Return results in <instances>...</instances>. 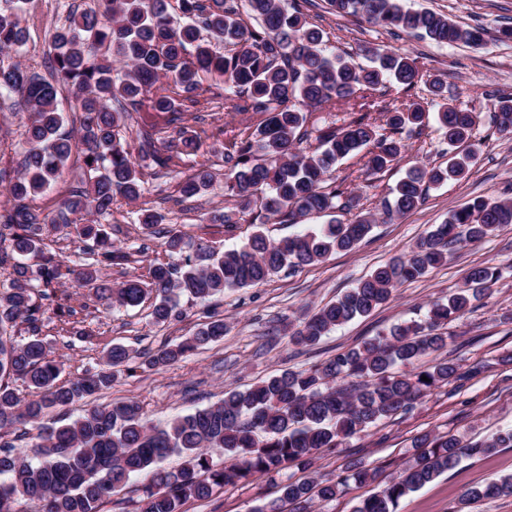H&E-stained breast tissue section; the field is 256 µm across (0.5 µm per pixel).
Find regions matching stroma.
Returning a JSON list of instances; mask_svg holds the SVG:
<instances>
[{
    "mask_svg": "<svg viewBox=\"0 0 512 512\" xmlns=\"http://www.w3.org/2000/svg\"><path fill=\"white\" fill-rule=\"evenodd\" d=\"M405 3L415 10L445 14L464 27H483V44L477 48L464 44L439 47L417 37L398 36L354 17L337 15L326 0H315L308 14L311 22L327 32V48L352 53L356 63L366 64V50L397 48L415 58L425 74L447 79L449 100L478 116L468 143L476 158L463 179L430 187L417 209L402 218L375 224L352 251L336 252L317 264L278 273L255 287L224 291L206 306L181 299L183 316L179 320L154 324L145 303L100 312L88 289L76 288L72 304L83 322L84 334L63 332L51 322L42 329L53 356L62 363L59 379L66 382L97 367L112 344L122 343L139 352L154 350L192 336L208 317L223 319L228 327L223 340L159 371L140 368L120 374L111 389L98 396L105 403L137 401L149 423L162 426L218 402L225 389L248 388L270 374L320 364L393 325L423 319L433 301L463 286L469 268L480 264L499 267L501 278L484 292L476 307L446 327V351L456 358L465 380L433 390L410 413L382 420L336 450L318 451L314 469L319 475L334 476L346 461L358 459L378 470L379 479L350 484L336 501L316 506L315 512H351L357 501L399 474L412 454L414 437L420 433H449L477 440L512 428V224L494 236L452 251L447 263L403 284L388 303L336 328L317 346L304 348L290 340L301 311H313L336 300L376 266L404 253L432 225L442 223L450 210L477 196L512 199V136L499 134L489 119L497 97L512 94V41L498 38L500 27L512 25V0ZM91 5L92 0H29L22 16L28 41L16 54V61L43 71L55 30L66 24L72 8ZM204 85L206 92L199 107L185 111L182 121L187 136L199 139L195 155L148 176L139 199L115 202L105 222L114 241L137 251L128 266L103 272V279L112 286L133 276L147 278L154 262H181V254L164 250L167 231H178L190 245L204 243L222 253L239 248L253 230L251 224L244 223L228 232L223 225L209 223L205 215L229 204L224 194L225 140L257 125L261 117L227 109L222 79L209 78ZM414 96L422 100L430 121L421 135L409 136L401 159L378 174L376 193L366 197L364 211L373 210L377 196L386 194L410 167L433 166L448 159L435 120L437 104L425 99L422 91H415ZM26 124V113L0 109V169L16 171ZM202 163L215 172L213 183L195 197L182 198L181 182ZM145 209L163 214L164 223L145 230L137 221ZM511 474L512 448L480 458L465 457L404 497L397 512H512V496L474 503L466 497L473 488ZM278 495L273 481L257 475L225 485L208 501L188 503L186 512H248L255 501L269 503Z\"/></svg>",
    "mask_w": 512,
    "mask_h": 512,
    "instance_id": "35a3bbf8",
    "label": "stroma"
}]
</instances>
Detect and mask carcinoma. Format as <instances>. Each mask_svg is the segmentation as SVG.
Returning a JSON list of instances; mask_svg holds the SVG:
<instances>
[{
    "instance_id": "obj_1",
    "label": "carcinoma",
    "mask_w": 512,
    "mask_h": 512,
    "mask_svg": "<svg viewBox=\"0 0 512 512\" xmlns=\"http://www.w3.org/2000/svg\"><path fill=\"white\" fill-rule=\"evenodd\" d=\"M4 2L0 53H18L26 43L21 26L26 0ZM239 2L95 0V7L72 15L56 30L48 74L0 65V93L18 95L28 112L21 170L13 176L0 170L13 199L0 213V433L36 431L33 458L10 442L0 444V512H21L27 501L38 503L39 512H102L133 479L138 481L136 512H185L187 503L207 501L226 484L256 474L274 479L292 466L308 471L317 451L337 448L382 419L409 413L427 393L465 378L452 360L421 359L447 345L442 326L468 312L495 284L497 271L487 265L470 268L464 287L433 303L423 321L395 326L311 368L273 374L246 390L226 389L219 402L177 416L164 428L148 426L137 401L95 402L117 375L133 372L139 354L123 344L112 345L99 367L57 384L61 363L39 333L52 317L62 331L73 326L76 310L66 284L90 288L108 308L137 307L152 295V318L166 323L181 314L183 295L205 303L226 289L253 287L283 269L313 265L353 249L376 223L365 215L347 223L334 219L279 241L258 228L238 249L205 258L200 247L194 261L154 264L147 282L135 277L110 287L102 270L129 264L134 250L115 245L101 219L111 215L116 197L138 199L144 184L121 127L147 102L170 117L163 137L150 129L138 132L141 156L167 170L173 155L188 157L198 149V141L179 126L174 99L156 89L160 79L171 80L176 94L194 107L207 92L205 77L216 75L224 80V101L232 111L264 116L253 131L224 142V191L233 204L212 212L211 221L229 231L263 214L298 224L311 214L358 208L362 197L332 176L337 162L357 156L364 172L375 175L400 158L401 135L421 129L428 118L415 100L379 105L377 92L390 84L408 91L422 84L439 100L437 122L448 162L409 169L381 200L382 222L411 212L430 186L458 180L469 170L473 153L461 145L472 136L476 114L448 101L444 79L423 78L415 59L398 51L374 52L367 68L327 52L323 31L306 20L294 0H245L256 21L252 26L240 18ZM327 3L338 14L436 45L478 46L485 35L483 28L460 26L444 14L412 10L404 0ZM211 39L224 43V54L210 49ZM64 90L78 101L76 129H65L58 108ZM313 109L336 112L341 123L324 124L312 135L304 126ZM492 121L501 134L512 135V95L498 97ZM75 151L83 161L80 185L49 219L29 200L64 177L65 162ZM212 178L209 170L196 169L182 184V197L198 195ZM84 215L94 219L83 222ZM54 224L74 227L78 250L89 263L77 268L46 248L44 235ZM508 224L511 199L469 200L408 251L374 268L336 301L304 315L291 340L305 347L318 344L332 330L388 302L402 284L445 263L450 248L480 242ZM19 325L28 333L23 343L7 334ZM226 332L224 320L210 319L183 342L146 353L142 365L162 369L220 341ZM16 379L27 384L29 399L11 387ZM80 401L85 409L78 418L46 419L50 409ZM511 447L512 429L479 440L420 434L399 476L357 502L352 512H397L404 496L462 457ZM216 451L224 453L222 467L213 461ZM173 454L182 457L181 466L161 468ZM375 478L376 472L350 460L334 477L280 481L278 501L254 505L249 512H310L317 502L335 500L349 483ZM471 495H512V475Z\"/></svg>"
}]
</instances>
